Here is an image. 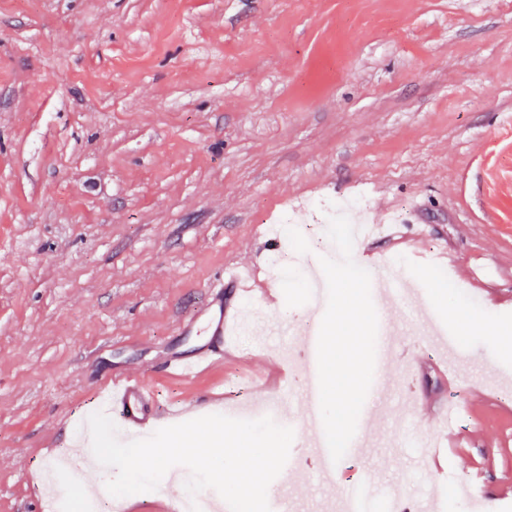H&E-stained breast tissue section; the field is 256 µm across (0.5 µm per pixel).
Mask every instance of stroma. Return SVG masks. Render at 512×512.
Instances as JSON below:
<instances>
[{"label":"stroma","mask_w":512,"mask_h":512,"mask_svg":"<svg viewBox=\"0 0 512 512\" xmlns=\"http://www.w3.org/2000/svg\"><path fill=\"white\" fill-rule=\"evenodd\" d=\"M512 0H0V512H48L40 482L56 458L92 456L88 418L107 377L147 375L160 409L222 391L238 419L268 395L250 378L255 338L237 357L183 381L167 354L224 269L259 266L282 292L265 360L304 378L284 326L308 319L307 261L331 202L404 228L408 276L441 320L459 307L512 327ZM290 216L304 237L262 234ZM449 250L455 288L437 278ZM287 252L288 265L271 259ZM395 321L424 401L451 397L458 446L447 476L396 447L438 422L396 389L370 388L363 413L384 473L420 501L443 482L512 474V416L485 379H512V350L482 327L459 339L463 365L443 387L414 304ZM295 512H330L335 487L289 473Z\"/></svg>","instance_id":"35a3bbf8"}]
</instances>
